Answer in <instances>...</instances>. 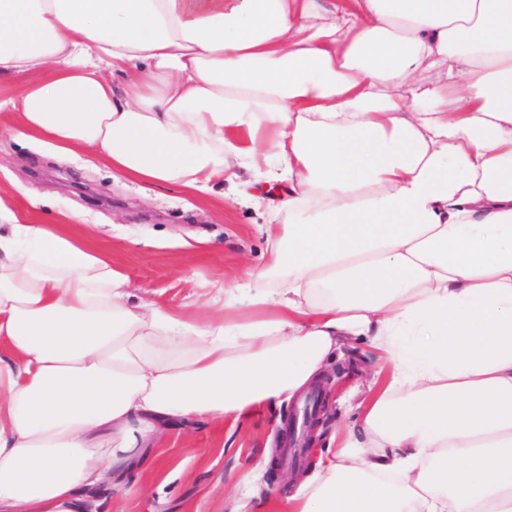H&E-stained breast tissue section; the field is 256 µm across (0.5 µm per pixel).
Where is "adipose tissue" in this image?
<instances>
[{"label": "adipose tissue", "instance_id": "adipose-tissue-1", "mask_svg": "<svg viewBox=\"0 0 512 512\" xmlns=\"http://www.w3.org/2000/svg\"><path fill=\"white\" fill-rule=\"evenodd\" d=\"M21 136L241 191L263 269L218 316L0 202V512H89L176 421L251 417L342 346L385 364L312 472L231 512H512V0H0Z\"/></svg>", "mask_w": 512, "mask_h": 512}]
</instances>
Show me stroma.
<instances>
[{"instance_id": "obj_1", "label": "stroma", "mask_w": 512, "mask_h": 512, "mask_svg": "<svg viewBox=\"0 0 512 512\" xmlns=\"http://www.w3.org/2000/svg\"><path fill=\"white\" fill-rule=\"evenodd\" d=\"M11 110H0V199L15 212L70 232L90 230L112 264L130 279L134 301L201 307L203 293L262 269L264 211L235 202L230 185L208 193L134 182L94 158H66L20 138ZM83 224H69V213ZM379 361L363 343L344 346L332 366V399L323 436L343 417L344 386L370 379ZM292 400L248 419L173 425L147 449L127 481L91 494L96 512H230V496L257 463L268 465L281 443Z\"/></svg>"}]
</instances>
